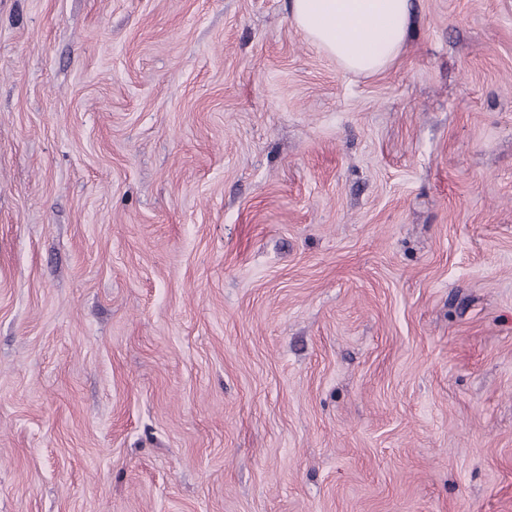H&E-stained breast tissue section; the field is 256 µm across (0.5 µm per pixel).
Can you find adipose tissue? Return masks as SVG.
Segmentation results:
<instances>
[{"label":"adipose tissue","instance_id":"ef3b65f1","mask_svg":"<svg viewBox=\"0 0 512 512\" xmlns=\"http://www.w3.org/2000/svg\"><path fill=\"white\" fill-rule=\"evenodd\" d=\"M295 27L344 71L374 75L397 58L410 0H288Z\"/></svg>","mask_w":512,"mask_h":512}]
</instances>
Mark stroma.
I'll return each instance as SVG.
<instances>
[{"label":"stroma","instance_id":"stroma-1","mask_svg":"<svg viewBox=\"0 0 512 512\" xmlns=\"http://www.w3.org/2000/svg\"><path fill=\"white\" fill-rule=\"evenodd\" d=\"M0 512H512V0H0ZM410 0H289L295 27L346 72L374 75L397 58Z\"/></svg>","mask_w":512,"mask_h":512}]
</instances>
